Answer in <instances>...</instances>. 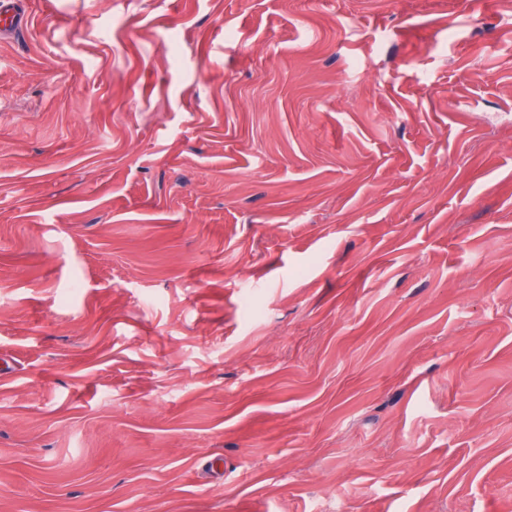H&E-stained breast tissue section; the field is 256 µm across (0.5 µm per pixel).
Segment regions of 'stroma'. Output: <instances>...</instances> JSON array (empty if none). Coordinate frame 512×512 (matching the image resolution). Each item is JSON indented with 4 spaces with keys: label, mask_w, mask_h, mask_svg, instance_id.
<instances>
[{
    "label": "stroma",
    "mask_w": 512,
    "mask_h": 512,
    "mask_svg": "<svg viewBox=\"0 0 512 512\" xmlns=\"http://www.w3.org/2000/svg\"><path fill=\"white\" fill-rule=\"evenodd\" d=\"M26 2L0 512H512V0Z\"/></svg>",
    "instance_id": "35a3bbf8"
}]
</instances>
